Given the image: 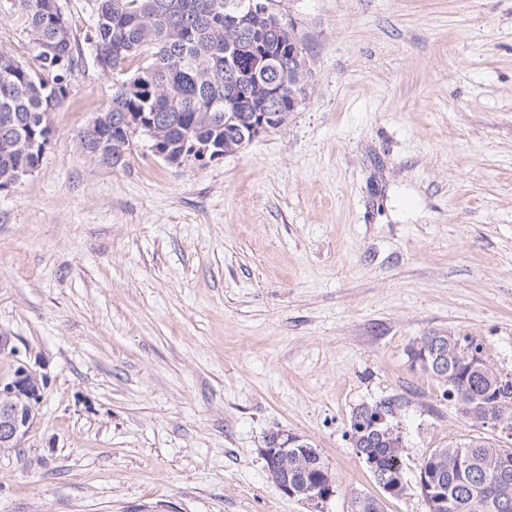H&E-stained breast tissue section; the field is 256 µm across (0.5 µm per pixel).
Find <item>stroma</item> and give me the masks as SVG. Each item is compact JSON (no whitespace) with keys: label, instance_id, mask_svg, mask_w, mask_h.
I'll use <instances>...</instances> for the list:
<instances>
[{"label":"stroma","instance_id":"obj_1","mask_svg":"<svg viewBox=\"0 0 512 512\" xmlns=\"http://www.w3.org/2000/svg\"><path fill=\"white\" fill-rule=\"evenodd\" d=\"M310 78L287 121L179 169L134 138L115 170L76 134L110 100L81 46L41 166L0 192V333L47 384L0 512H310L267 477L285 430L354 512L351 446L383 401L407 495L475 436L408 354L470 334L512 374V0H281Z\"/></svg>","mask_w":512,"mask_h":512}]
</instances>
